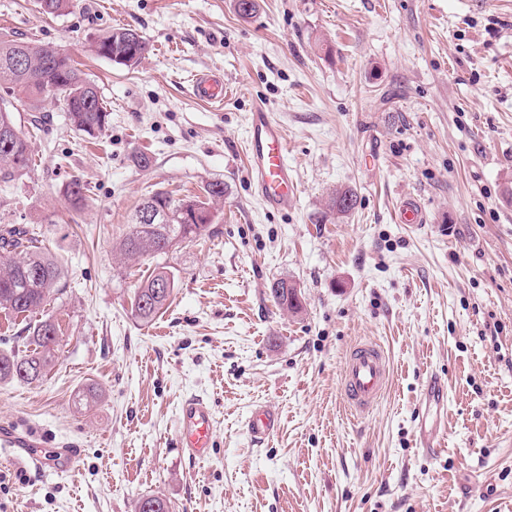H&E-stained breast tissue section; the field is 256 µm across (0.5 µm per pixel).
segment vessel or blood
<instances>
[{"label": "vessel or blood", "mask_w": 512, "mask_h": 512, "mask_svg": "<svg viewBox=\"0 0 512 512\" xmlns=\"http://www.w3.org/2000/svg\"><path fill=\"white\" fill-rule=\"evenodd\" d=\"M195 97L206 103L224 100V86L206 75L193 82ZM287 146L281 125L263 105L250 113L247 172L264 206L283 212L297 199L296 179L287 159ZM397 220L402 224H422L426 217L420 202L413 197L402 200ZM344 395L347 408L364 415L377 402L389 382V367L384 350L365 342L354 347L343 368ZM277 426L276 414L268 408L256 409L246 421L253 441L267 439ZM177 435L180 447L189 458H208L214 447L213 415L209 402L200 396L185 398L178 413ZM0 447L13 449L37 468L55 466V454L48 451L43 437L23 432L4 423L0 425Z\"/></svg>", "instance_id": "obj_1"}]
</instances>
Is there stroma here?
I'll list each match as a JSON object with an SVG mask.
<instances>
[{
  "label": "stroma",
  "instance_id": "1",
  "mask_svg": "<svg viewBox=\"0 0 512 512\" xmlns=\"http://www.w3.org/2000/svg\"><path fill=\"white\" fill-rule=\"evenodd\" d=\"M76 0L63 16L0 0V37L35 38L77 62L111 119L81 136L54 102L15 103L30 168L0 184V225L34 224L68 270L37 312L67 345L42 380L0 384V423L74 442L69 471L0 450V512H512V0ZM124 26L148 51L126 69L93 55ZM223 75L222 107L190 78ZM283 126L297 180L288 211L266 210L247 177V114ZM150 160L140 167L139 156ZM83 181L87 205L65 189ZM224 184L192 243L123 262L137 206ZM350 189L356 207L330 209ZM427 220L401 224L399 199ZM158 266L175 277L150 323L131 314ZM284 280L302 308L271 294ZM370 340L390 379L373 409L341 394L349 349ZM448 388L440 446H420L432 378ZM99 393L77 404L86 386ZM213 407L215 445L194 461L178 409ZM265 406L279 424L254 443ZM276 414L266 407L256 409L246 421V430L255 442L267 439L277 426Z\"/></svg>",
  "mask_w": 512,
  "mask_h": 512
}]
</instances>
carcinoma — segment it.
<instances>
[{"label": "carcinoma", "mask_w": 512, "mask_h": 512, "mask_svg": "<svg viewBox=\"0 0 512 512\" xmlns=\"http://www.w3.org/2000/svg\"><path fill=\"white\" fill-rule=\"evenodd\" d=\"M130 29H107L89 43L90 51L116 65L133 67L140 63L148 51L143 37H128ZM24 39H0V181L8 182L22 175L31 164V150L27 138L12 139L3 127L14 124L12 100L25 99L38 103L47 98L40 83L32 81L13 66L12 59ZM32 71L46 76L54 85V99L61 111L67 114L70 125L78 132L95 138L109 125L110 112L95 84L83 78L70 57L57 60L40 57L31 62ZM66 200L75 210L84 208L87 197L84 185L77 179L66 187ZM224 197V183L213 181L204 188V197L175 200L165 193L148 198L156 209L176 214L186 205L208 206L211 201ZM357 197L349 189L338 190L331 198V207L338 213L351 211ZM208 226L193 228L176 219L164 224H138L131 222L128 231L117 246L126 258L158 257L169 252L168 244L188 234L201 236ZM65 269L61 260L42 247L41 232L26 224H6L0 227V310L15 317L28 318L40 310L51 295H61L65 290ZM174 276L167 267L159 266L154 274L142 282L133 296L131 311L143 323L152 321L167 305L174 291ZM279 305L287 310L296 309L290 297L289 286L279 281L271 288ZM31 350L25 354L17 351L0 352V384H31L40 380L54 358L61 351L62 338L59 326L50 319L37 321L29 335L24 337Z\"/></svg>", "instance_id": "cac0c4a2"}]
</instances>
